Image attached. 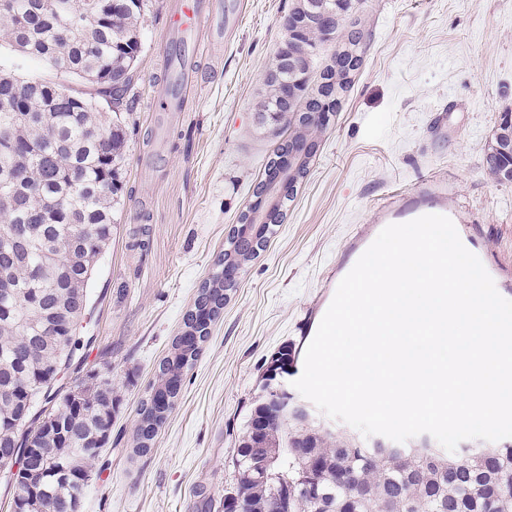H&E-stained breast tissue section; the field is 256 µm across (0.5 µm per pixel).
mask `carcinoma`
<instances>
[{
	"label": "carcinoma",
	"instance_id": "cac0c4a2",
	"mask_svg": "<svg viewBox=\"0 0 512 512\" xmlns=\"http://www.w3.org/2000/svg\"><path fill=\"white\" fill-rule=\"evenodd\" d=\"M146 0H0L3 40L42 60L49 74L22 77L0 66V462L17 471L6 481L34 500L23 512H77L92 462L112 430L117 396L112 380L61 394L57 382L79 344L89 312L90 281L117 229L114 199L121 188L126 116L134 104ZM336 38L325 26H305L278 51L274 69L296 101L313 89L318 49ZM82 89L65 95L54 73ZM106 105L110 112L101 111ZM258 112L265 123L284 119V102L268 89ZM267 224H241L235 251L220 254L219 270L198 293L187 331L151 386L162 405L140 407L144 424L160 426L181 390L183 372L198 360L197 340L236 283L224 268L242 269L265 244ZM233 459L238 512H512V446L459 448L440 455L409 448L391 455L323 430L314 418L282 416L258 403Z\"/></svg>",
	"mask_w": 512,
	"mask_h": 512
}]
</instances>
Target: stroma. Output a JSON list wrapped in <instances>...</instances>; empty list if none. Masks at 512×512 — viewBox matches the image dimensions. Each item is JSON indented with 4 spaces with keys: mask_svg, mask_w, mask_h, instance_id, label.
Listing matches in <instances>:
<instances>
[{
    "mask_svg": "<svg viewBox=\"0 0 512 512\" xmlns=\"http://www.w3.org/2000/svg\"><path fill=\"white\" fill-rule=\"evenodd\" d=\"M169 0H147L118 230L95 270L72 388L109 373L118 395L105 467L79 512H224L232 458L284 346L307 347L355 247L413 208L443 212L512 294V183L489 174L512 110V0H355L370 46L306 178L228 294L147 453L139 409L267 162L288 133L257 103L295 0H244L224 35L201 27L183 111H152L170 74Z\"/></svg>",
    "mask_w": 512,
    "mask_h": 512,
    "instance_id": "35a3bbf8",
    "label": "stroma"
}]
</instances>
